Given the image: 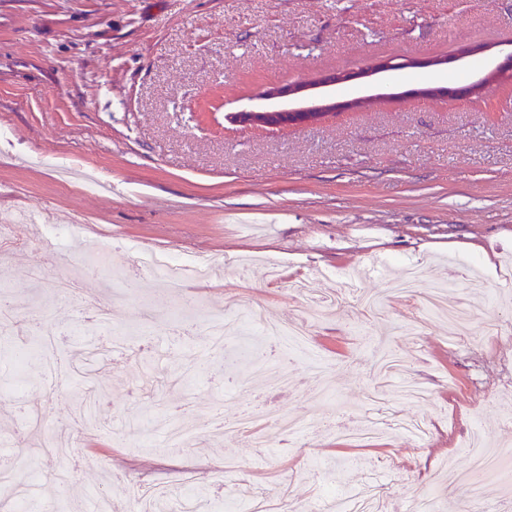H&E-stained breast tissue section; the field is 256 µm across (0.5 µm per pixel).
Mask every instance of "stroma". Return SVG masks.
<instances>
[{"mask_svg":"<svg viewBox=\"0 0 512 512\" xmlns=\"http://www.w3.org/2000/svg\"><path fill=\"white\" fill-rule=\"evenodd\" d=\"M511 43L512 0H0V214H83L114 242L113 273L50 305L33 292L35 273H75L87 241L72 236L73 263L63 269L53 243L25 247L31 225L9 228L15 246L0 260V295L27 304L13 316L49 308L61 353L98 356L50 389L36 362L24 390L0 383V463L19 480L0 485V499L93 512L106 488L114 512H137L159 481L185 499L205 489L200 512L229 499L239 512L259 499L332 512L330 485L374 491L382 512H413L434 479L440 512L465 498L456 476L470 436L512 447V81L456 100L416 91L481 77L482 55L465 72L455 63L462 47ZM385 58L420 65L337 93L371 96L364 108L301 129L244 131L229 121L261 107L267 87ZM60 162L93 171L109 192L60 184ZM128 242L222 269L205 285L146 277L132 288ZM370 258L383 267L365 288L387 297L371 318L354 302L317 315L266 278L277 260L285 277L308 276L325 303L340 292V274ZM394 260L418 267L427 287L478 267L481 286L448 297L477 320L500 318V328L450 344L447 324L392 292ZM87 297L109 318L94 334L83 328ZM250 304L272 320L306 323L307 355L266 339L270 376L232 371L223 360L238 336L215 345L173 329L183 305L198 324L207 311L233 316ZM117 330L122 348L103 353ZM409 377L431 389L428 403L402 398ZM93 382L103 394L91 429L71 396ZM267 407L305 431L270 434L263 447L225 433ZM34 409L77 436L69 454L37 450L27 426ZM166 417L191 432L180 449L166 439ZM400 417L431 419L430 439L415 441ZM336 419L377 433L343 439Z\"/></svg>","mask_w":512,"mask_h":512,"instance_id":"35a3bbf8","label":"stroma"}]
</instances>
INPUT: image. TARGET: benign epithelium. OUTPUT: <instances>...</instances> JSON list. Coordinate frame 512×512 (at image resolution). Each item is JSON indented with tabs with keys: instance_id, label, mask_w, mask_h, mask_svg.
<instances>
[{
	"instance_id": "7a95c632",
	"label": "benign epithelium",
	"mask_w": 512,
	"mask_h": 512,
	"mask_svg": "<svg viewBox=\"0 0 512 512\" xmlns=\"http://www.w3.org/2000/svg\"><path fill=\"white\" fill-rule=\"evenodd\" d=\"M512 79V51L504 61L498 64L488 74L472 83L448 90L446 87H428L416 90V94L422 96L442 97L458 99L468 96L476 90L484 87L492 78ZM354 79L350 74L333 73L322 76L318 81L307 83L287 84L283 86H271L261 93L264 100L288 99L285 107H274L263 111L235 112L231 116V122L243 127H307L320 122L330 116L337 109L354 108L365 103L363 98H352L341 102H328L321 97L311 96L307 91L317 88H328L342 85Z\"/></svg>"
}]
</instances>
